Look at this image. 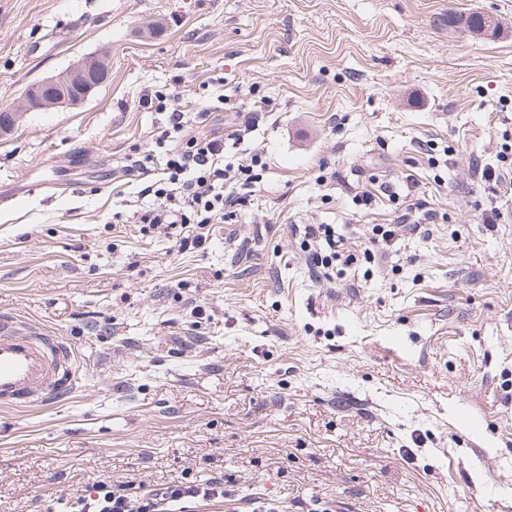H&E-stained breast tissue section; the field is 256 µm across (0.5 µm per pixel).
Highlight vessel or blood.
<instances>
[{"label": "vessel or blood", "mask_w": 512, "mask_h": 512, "mask_svg": "<svg viewBox=\"0 0 512 512\" xmlns=\"http://www.w3.org/2000/svg\"><path fill=\"white\" fill-rule=\"evenodd\" d=\"M73 351L61 337L0 313V406L60 401L75 389Z\"/></svg>", "instance_id": "obj_1"}]
</instances>
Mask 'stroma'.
I'll return each instance as SVG.
<instances>
[{
	"instance_id": "obj_1",
	"label": "stroma",
	"mask_w": 512,
	"mask_h": 512,
	"mask_svg": "<svg viewBox=\"0 0 512 512\" xmlns=\"http://www.w3.org/2000/svg\"><path fill=\"white\" fill-rule=\"evenodd\" d=\"M104 51L86 101L0 132V311L78 361L0 408V512L219 473L182 512H512V196L473 183L512 140V0H0V108ZM158 90L189 137L263 111L224 154L263 156L247 207L186 253L130 220ZM417 198L428 234L316 280L300 227L357 252Z\"/></svg>"
}]
</instances>
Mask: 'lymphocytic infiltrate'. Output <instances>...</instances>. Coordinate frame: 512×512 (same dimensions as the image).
<instances>
[{
	"mask_svg": "<svg viewBox=\"0 0 512 512\" xmlns=\"http://www.w3.org/2000/svg\"><path fill=\"white\" fill-rule=\"evenodd\" d=\"M155 109L167 113L168 124L155 139L157 148L165 152L164 176L148 185L154 204L136 210L133 218L143 232H160L173 237L181 251L201 247L206 243L211 225L223 223L227 210L245 207V190L257 180L260 155L235 166L224 162V142H241L256 120L255 113L244 116L242 127L230 135L213 131L188 140H181L185 114L172 107L167 93L155 92ZM432 211L425 203L409 204L396 223L378 224L372 229L362 254L347 251L344 239L332 224H308L304 227L301 247L307 253L317 279L330 280L335 265L351 266L358 260H371L389 251L408 231H417L423 222L433 221ZM224 496V478L216 475L205 481L184 478L162 487L139 490L125 484L102 479L88 493L66 499H41L42 512H166L171 504L187 501H215Z\"/></svg>",
	"mask_w": 512,
	"mask_h": 512,
	"instance_id": "f902f5d3",
	"label": "lymphocytic infiltrate"
}]
</instances>
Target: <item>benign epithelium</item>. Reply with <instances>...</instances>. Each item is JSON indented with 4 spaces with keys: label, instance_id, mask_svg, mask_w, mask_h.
Instances as JSON below:
<instances>
[{
    "label": "benign epithelium",
    "instance_id": "obj_1",
    "mask_svg": "<svg viewBox=\"0 0 512 512\" xmlns=\"http://www.w3.org/2000/svg\"><path fill=\"white\" fill-rule=\"evenodd\" d=\"M111 71L105 53L86 57L59 74L33 84L20 101L0 114V129L13 127L27 112L79 105Z\"/></svg>",
    "mask_w": 512,
    "mask_h": 512
}]
</instances>
